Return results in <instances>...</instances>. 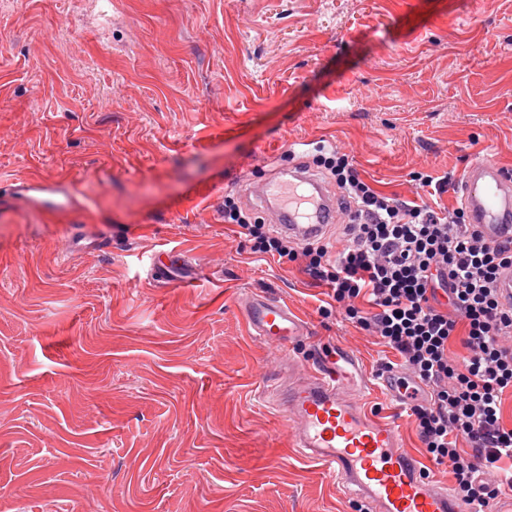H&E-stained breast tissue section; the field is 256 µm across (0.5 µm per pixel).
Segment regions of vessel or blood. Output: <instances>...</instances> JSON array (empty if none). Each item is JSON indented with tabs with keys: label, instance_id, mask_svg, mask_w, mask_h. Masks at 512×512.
Masks as SVG:
<instances>
[{
	"label": "vessel or blood",
	"instance_id": "vessel-or-blood-1",
	"mask_svg": "<svg viewBox=\"0 0 512 512\" xmlns=\"http://www.w3.org/2000/svg\"><path fill=\"white\" fill-rule=\"evenodd\" d=\"M246 194L278 230L302 242L343 220L327 186L289 166L281 168L278 179L252 185ZM461 202L484 239L512 240V172L489 158L473 162L463 179ZM243 311L251 334L282 350L306 334L304 321L280 300L257 294L246 300ZM358 368L356 356L342 346L330 356L314 355L304 375L294 364L282 365L265 399L289 415L292 447L336 477L366 512H468L446 487L421 476L394 422L373 415L360 390L344 380L346 370Z\"/></svg>",
	"mask_w": 512,
	"mask_h": 512
}]
</instances>
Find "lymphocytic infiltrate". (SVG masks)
Returning a JSON list of instances; mask_svg holds the SVG:
<instances>
[{
	"instance_id": "1",
	"label": "lymphocytic infiltrate",
	"mask_w": 512,
	"mask_h": 512,
	"mask_svg": "<svg viewBox=\"0 0 512 512\" xmlns=\"http://www.w3.org/2000/svg\"><path fill=\"white\" fill-rule=\"evenodd\" d=\"M315 165L344 204L345 246L297 243L261 223L231 197L224 221L245 230L253 252L298 262L347 320L398 353L412 382L430 399L411 407L419 438L436 462L448 463L456 497L484 512L500 493L487 473L512 460V428L502 422L512 391V308L499 298L512 242L492 245L472 230L463 208L432 206L451 176L418 172V200L386 195L366 182L352 158L320 146ZM461 337L464 354L448 346ZM468 450H461L459 441Z\"/></svg>"
}]
</instances>
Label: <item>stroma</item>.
I'll list each match as a JSON object with an SVG mask.
<instances>
[{
  "instance_id": "35a3bbf8",
  "label": "stroma",
  "mask_w": 512,
  "mask_h": 512,
  "mask_svg": "<svg viewBox=\"0 0 512 512\" xmlns=\"http://www.w3.org/2000/svg\"><path fill=\"white\" fill-rule=\"evenodd\" d=\"M321 141L405 199L417 171H512V0H0V512H358L262 399L284 356L339 345L452 485L379 379L399 356L224 221ZM253 293L309 337L251 335Z\"/></svg>"
}]
</instances>
